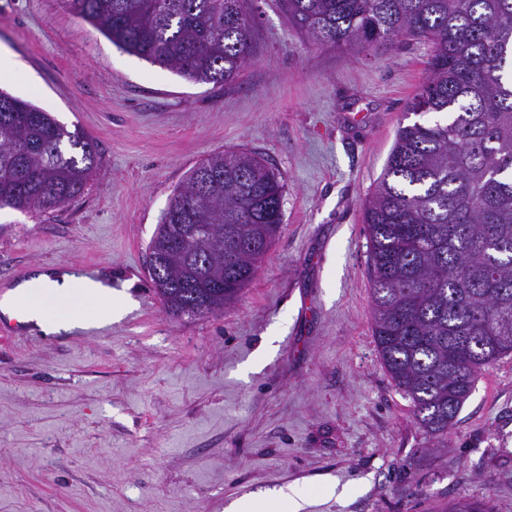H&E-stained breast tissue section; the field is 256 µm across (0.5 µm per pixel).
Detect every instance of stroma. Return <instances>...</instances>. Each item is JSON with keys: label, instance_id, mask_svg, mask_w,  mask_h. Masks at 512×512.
I'll use <instances>...</instances> for the list:
<instances>
[{"label": "stroma", "instance_id": "1", "mask_svg": "<svg viewBox=\"0 0 512 512\" xmlns=\"http://www.w3.org/2000/svg\"><path fill=\"white\" fill-rule=\"evenodd\" d=\"M251 56L229 85L116 45L65 0H0V90L80 129L99 162L57 209L0 208V284L91 267L128 309L98 335L0 337V512H253L296 487L304 512H512V355L484 367L432 438L372 335L365 201L430 47L365 52L302 37L275 0H245ZM257 153L284 218L223 311L166 314L148 245L191 170Z\"/></svg>", "mask_w": 512, "mask_h": 512}]
</instances>
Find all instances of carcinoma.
<instances>
[{"label":"carcinoma","mask_w":512,"mask_h":512,"mask_svg":"<svg viewBox=\"0 0 512 512\" xmlns=\"http://www.w3.org/2000/svg\"><path fill=\"white\" fill-rule=\"evenodd\" d=\"M67 2L112 43L192 81L230 83L250 55L243 0ZM279 2L316 44L430 46L408 111L447 118L398 128L363 224L379 357L416 423L445 437L477 374L512 354V0ZM98 159L80 130L0 91V206H63ZM284 192L254 152L192 170L148 246L166 266L152 285L168 313L205 316L238 298L280 231Z\"/></svg>","instance_id":"obj_1"}]
</instances>
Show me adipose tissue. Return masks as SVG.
<instances>
[{"mask_svg": "<svg viewBox=\"0 0 512 512\" xmlns=\"http://www.w3.org/2000/svg\"><path fill=\"white\" fill-rule=\"evenodd\" d=\"M77 285L81 286L87 303L62 315L28 301L36 290L65 295ZM18 310L25 311L27 320L39 332L49 335L81 328L90 323L120 319L126 311V305L108 285L87 278L80 280L67 272L49 271L33 276L0 298V313L10 316Z\"/></svg>", "mask_w": 512, "mask_h": 512, "instance_id": "obj_1", "label": "adipose tissue"}]
</instances>
